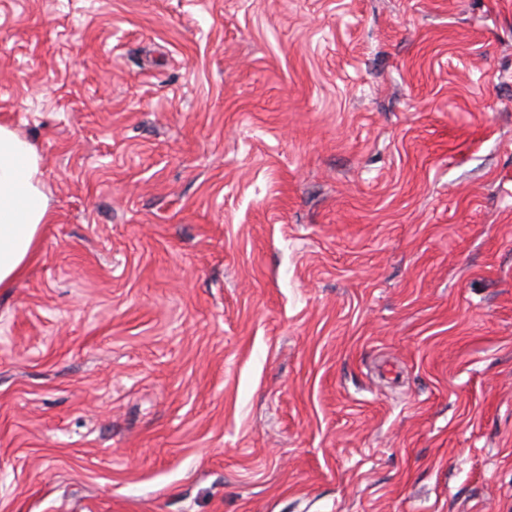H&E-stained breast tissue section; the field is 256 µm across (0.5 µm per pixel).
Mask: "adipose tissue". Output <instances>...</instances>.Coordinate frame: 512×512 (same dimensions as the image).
<instances>
[{"label":"adipose tissue","mask_w":512,"mask_h":512,"mask_svg":"<svg viewBox=\"0 0 512 512\" xmlns=\"http://www.w3.org/2000/svg\"><path fill=\"white\" fill-rule=\"evenodd\" d=\"M36 146L0 123V291L24 276L52 213Z\"/></svg>","instance_id":"1"}]
</instances>
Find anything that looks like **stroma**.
<instances>
[{
  "instance_id": "obj_1",
  "label": "stroma",
  "mask_w": 512,
  "mask_h": 512,
  "mask_svg": "<svg viewBox=\"0 0 512 512\" xmlns=\"http://www.w3.org/2000/svg\"><path fill=\"white\" fill-rule=\"evenodd\" d=\"M0 121V512H512V0H0ZM36 146L0 123V291L24 276L52 218Z\"/></svg>"
}]
</instances>
